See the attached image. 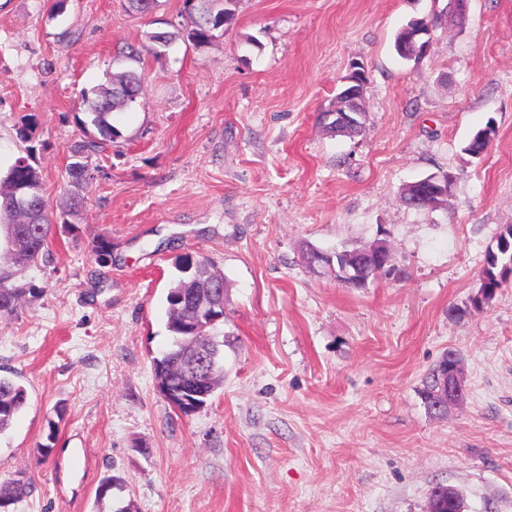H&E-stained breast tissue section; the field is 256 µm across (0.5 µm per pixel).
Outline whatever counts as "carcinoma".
Listing matches in <instances>:
<instances>
[{"mask_svg": "<svg viewBox=\"0 0 512 512\" xmlns=\"http://www.w3.org/2000/svg\"><path fill=\"white\" fill-rule=\"evenodd\" d=\"M235 0H184V7L195 14L194 27L188 39L197 47L209 44L224 34V26L233 17L230 5ZM181 37L179 30H164L146 33L147 50L154 56L163 54V49ZM145 94V85L140 74L128 71L111 83L93 92L82 94L86 114L95 129V140L85 144L76 143L70 147L71 162L66 169L69 185L72 187L69 214H74L82 203L81 191L94 179L97 169L91 167L86 152L90 148L104 147L121 137L120 130L113 123V113L136 104ZM497 138V128L489 123L478 130L463 148L464 153L480 158L485 155ZM24 167L12 164L3 181L5 190L0 192V212L23 220L21 224L5 227L9 244L10 268L0 271V320L10 318L16 311L25 289L12 283L15 275L37 267L45 261L47 241L52 236L55 222L42 192L43 184L39 169L31 153L23 157ZM26 184L40 189L38 196L29 200L27 210L19 211L12 206L15 189ZM512 266V224L502 229L497 240V249L489 250L482 269L489 291L483 297L478 311L489 307L498 291L508 283L507 275ZM177 270L178 279L168 289L166 301L169 305L168 331L172 335L171 348L154 360L155 379H167L172 383H189L196 379L204 383L212 393L217 384V374L223 372V351L221 344L210 335L214 327L211 322L196 327L195 313L182 303V295L203 292L209 280L223 279L208 259L186 255L182 257ZM378 277L374 264L367 263L358 270L355 286L366 288ZM439 365L428 370L422 380L419 395L427 401L437 385L436 373ZM28 394L23 385L8 376L0 375V433L12 425L16 416L26 407ZM25 483L22 479H0V512L19 501Z\"/></svg>", "mask_w": 512, "mask_h": 512, "instance_id": "1", "label": "carcinoma"}]
</instances>
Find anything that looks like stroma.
Segmentation results:
<instances>
[{
  "label": "stroma",
  "instance_id": "35a3bbf8",
  "mask_svg": "<svg viewBox=\"0 0 512 512\" xmlns=\"http://www.w3.org/2000/svg\"><path fill=\"white\" fill-rule=\"evenodd\" d=\"M52 2L0 0V179L33 151L61 215L83 93L130 69L146 93L92 155L73 231L52 235L0 320V375L28 391L0 434V477L28 484L9 512H426L439 484L464 512H512V282L466 309L512 224V0H468L461 27L448 0H235L199 49L183 0L146 17L125 0L58 16ZM433 13L429 55L399 57V29ZM156 28L182 34L159 57ZM357 63L365 127L349 137L321 116ZM490 122L488 152L465 154ZM439 171L454 176L445 205L403 204L404 185ZM379 240L396 272L363 289L304 257ZM188 254L228 292L224 378L185 416L153 363ZM449 350L467 392L440 420L418 389ZM110 475L122 487L98 498Z\"/></svg>",
  "mask_w": 512,
  "mask_h": 512
}]
</instances>
